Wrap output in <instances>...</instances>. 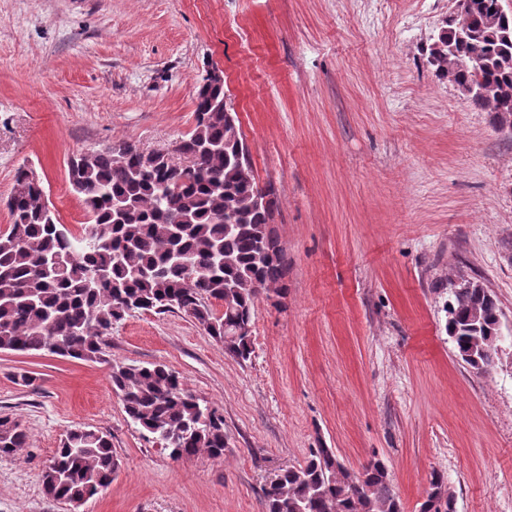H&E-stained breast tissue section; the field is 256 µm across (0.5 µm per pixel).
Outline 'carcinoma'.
Segmentation results:
<instances>
[{
	"label": "carcinoma",
	"instance_id": "cac0c4a2",
	"mask_svg": "<svg viewBox=\"0 0 512 512\" xmlns=\"http://www.w3.org/2000/svg\"><path fill=\"white\" fill-rule=\"evenodd\" d=\"M499 0H471V9L445 23L427 62L435 76L474 88L471 101L512 124V14ZM475 57L477 70L455 61ZM195 126L172 149L137 152L126 144L71 160L68 181L95 228V244L72 235L45 202L40 180L15 174L7 198L11 224L0 234V351L53 350L90 362L105 360L112 325L135 312L183 311L234 357L252 353L255 300L263 290L285 291V253L277 247V198L251 174L249 152L224 85L199 82ZM124 207L116 220L114 203ZM275 257H265L267 248ZM224 305L218 315L212 301ZM499 319L497 300L482 288H454L448 334L469 368L487 372L480 353L495 337L473 321ZM110 378L128 418L156 435L174 458L227 450L224 414L188 391L166 366L113 365ZM26 445V433L0 415V453ZM118 459L112 441L95 429L68 431L48 469L45 494L72 502L110 483ZM264 512H403L385 463L370 459L350 475L331 448L280 469L262 490ZM419 512H456L443 474H430Z\"/></svg>",
	"mask_w": 512,
	"mask_h": 512
}]
</instances>
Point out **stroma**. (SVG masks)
<instances>
[{"label": "stroma", "instance_id": "obj_1", "mask_svg": "<svg viewBox=\"0 0 512 512\" xmlns=\"http://www.w3.org/2000/svg\"><path fill=\"white\" fill-rule=\"evenodd\" d=\"M448 0H0V201L34 170L61 224L88 216L71 158L123 141L171 149L224 71L287 292L255 306L253 352L185 313L116 323L106 362L0 352V512H70L41 475L65 433H106L111 484L79 512H262L269 476L333 449L386 464L404 512L432 471L457 512H512V359L468 368L446 330L453 283L495 295L512 341V135L438 79L425 48ZM163 364L224 415L228 449L174 459L131 424L111 364ZM31 384L19 381L20 374ZM26 433L9 415H0V453L12 454L26 445Z\"/></svg>", "mask_w": 512, "mask_h": 512}]
</instances>
